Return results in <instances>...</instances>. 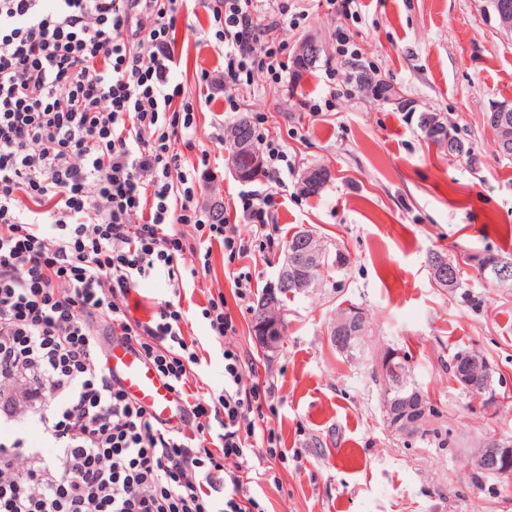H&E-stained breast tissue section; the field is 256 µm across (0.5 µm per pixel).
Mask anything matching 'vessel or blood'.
I'll use <instances>...</instances> for the list:
<instances>
[{"mask_svg":"<svg viewBox=\"0 0 512 512\" xmlns=\"http://www.w3.org/2000/svg\"><path fill=\"white\" fill-rule=\"evenodd\" d=\"M105 364L121 387L138 401L156 420L179 422L184 402L170 382L124 337H113L105 352Z\"/></svg>","mask_w":512,"mask_h":512,"instance_id":"obj_1","label":"vessel or blood"}]
</instances>
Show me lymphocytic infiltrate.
<instances>
[{"instance_id": "f902f5d3", "label": "lymphocytic infiltrate", "mask_w": 512, "mask_h": 512, "mask_svg": "<svg viewBox=\"0 0 512 512\" xmlns=\"http://www.w3.org/2000/svg\"><path fill=\"white\" fill-rule=\"evenodd\" d=\"M53 2L0 0V512H267L247 464L257 447L284 458L276 406L229 341L223 293L201 316L225 341L224 385L187 402L193 432L155 420L113 381L102 338L134 343L183 394L201 374L183 330L185 255L205 268L222 246L238 300L249 299L250 259L281 237L288 151L256 113L263 186L219 220L200 207L179 148L196 130V96L237 112L256 78L282 82L288 44L276 33L306 14L295 0H204L220 71H196L191 92L174 79L188 0ZM319 2L337 53L357 55L362 0ZM156 274L172 297L136 318L132 293ZM230 458L238 472L225 470Z\"/></svg>"}]
</instances>
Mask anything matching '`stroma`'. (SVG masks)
<instances>
[{
    "mask_svg": "<svg viewBox=\"0 0 512 512\" xmlns=\"http://www.w3.org/2000/svg\"><path fill=\"white\" fill-rule=\"evenodd\" d=\"M356 38L358 59L334 52V22L316 0L307 17L282 31L289 50L315 40L319 53L306 71L289 68L279 87L256 79L239 117L261 112L288 144L283 238L301 228L318 234L345 263L322 287L282 298L284 332L277 351L256 341L252 308L237 306L229 264L213 248L208 271L183 285L188 332L205 350L202 380L224 383V360L197 313L208 293L223 291L236 333L232 343L251 355L260 380L273 384L287 462L252 454L251 492L269 512H512V476H485L470 456L490 437L512 438V288L486 283L481 260L512 259V156L494 148L486 115L512 105V35L489 0H366ZM203 7L185 14L188 40L176 81L192 83L197 67L216 62L201 42ZM336 74L331 111L303 107L322 95L327 71ZM385 86L375 93L374 84ZM431 116L466 146L427 139ZM236 117V118H239ZM236 118L226 117L225 128ZM212 114L200 107L187 164L208 155L198 196L205 210L231 207L239 192L259 189L228 166ZM329 179L308 194L307 171ZM438 251L460 268L449 289L427 263ZM366 318L351 353L336 350L329 332L349 309ZM391 349L408 357L410 379L435 409L410 438L387 425L379 361ZM479 353L492 372L493 399L466 396L448 371L455 352Z\"/></svg>",
    "mask_w": 512,
    "mask_h": 512,
    "instance_id": "35a3bbf8",
    "label": "stroma"
}]
</instances>
